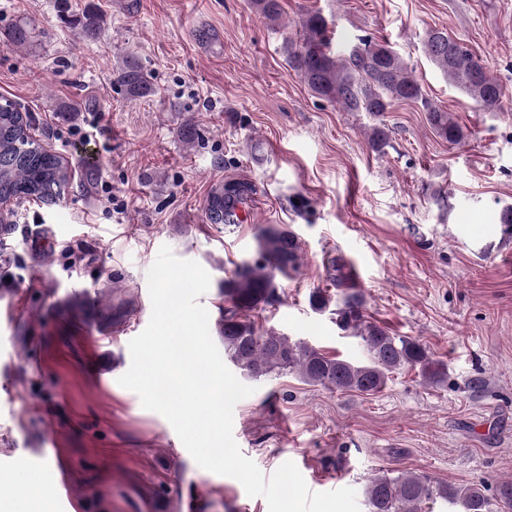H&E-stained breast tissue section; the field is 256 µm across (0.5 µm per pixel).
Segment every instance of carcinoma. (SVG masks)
Returning <instances> with one entry per match:
<instances>
[{
    "label": "carcinoma",
    "mask_w": 512,
    "mask_h": 512,
    "mask_svg": "<svg viewBox=\"0 0 512 512\" xmlns=\"http://www.w3.org/2000/svg\"><path fill=\"white\" fill-rule=\"evenodd\" d=\"M284 0H254V7L269 22L283 19ZM67 21L93 38L99 29L98 15L87 12ZM425 55L448 82L461 87L484 112H499L508 98L502 83L466 44L441 29H430L423 40ZM288 66L296 71L317 96L334 102L346 112H368L380 117L399 102L419 103L435 134L457 143L464 139L463 127L448 109L426 97L415 70L385 41L362 39L337 53L329 37L326 18L319 11L307 10L299 20L296 36L283 38ZM116 84L127 99L134 101L155 93V86L142 60L133 55L121 58L114 73ZM29 113L15 101L0 98V202L34 200L51 203L69 185L68 165L47 150L31 134ZM251 186L228 182L215 187L205 207L212 224H237V210ZM259 260L236 266L233 277L224 281V355L251 377L272 372L291 373L302 381L328 389L365 395L380 392L389 375L401 368H418L430 381L438 382L444 367L429 349L408 336H393L384 328L365 320L358 293H347L336 309V324L361 338L368 361L352 363L323 353L285 333L262 331L244 318L264 309L276 299L275 278L290 276L299 267L297 245L287 240L275 224H261L256 235ZM332 302L323 289L309 296L311 308L326 311ZM369 512H425V506L438 499L459 504L463 512H512V479L496 486L494 498L486 494L485 481L454 485L433 482L426 476L401 473L372 478L366 487Z\"/></svg>",
    "instance_id": "cac0c4a2"
}]
</instances>
